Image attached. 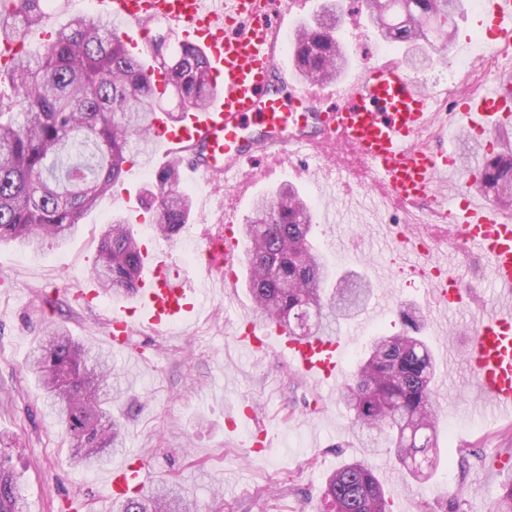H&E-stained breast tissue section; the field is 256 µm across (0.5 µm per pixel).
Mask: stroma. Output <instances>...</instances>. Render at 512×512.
<instances>
[{
    "label": "stroma",
    "mask_w": 512,
    "mask_h": 512,
    "mask_svg": "<svg viewBox=\"0 0 512 512\" xmlns=\"http://www.w3.org/2000/svg\"><path fill=\"white\" fill-rule=\"evenodd\" d=\"M347 74L367 60L403 57L404 50L377 38L363 0H347L341 18ZM343 178H324L325 161ZM300 188L312 207L335 218L324 254L336 272L355 270L373 285L374 299H388L390 310L373 326L375 334L402 329L399 312L415 308L421 334L433 349L435 388L441 407L454 406L461 418L439 424L440 465L427 482L411 479L385 448L365 453L366 438L338 394L319 399L313 384L293 374L276 352L241 356L235 346L236 322L251 312L246 287L224 290L212 280L211 293L188 333L158 336L136 326L128 356H149L140 378L129 380L127 356H113L124 398L112 412L124 425V449L137 453L154 481L182 487L199 512H321L327 477L350 459L367 456L385 484L390 512H488L502 487L512 481V420L498 417L472 396V377L464 361L473 317L493 312L497 291L483 260L463 268L471 308L438 316L430 312L413 277L400 274L396 255L385 248L386 229L412 224V216L393 204L373 214L366 168L352 148L323 146L302 163ZM193 196L211 199L209 210L194 213L196 233L180 231L172 240L157 236L150 224L138 227L144 244L170 245L178 271H185V243L201 247L216 232L225 187L219 181L190 184ZM104 198L82 220L81 233L66 246L42 250L0 246V446L21 476L27 512H95L106 492L109 465L86 471L69 461L70 440L45 407L42 392L25 370L27 356L47 328L64 326L71 336L103 348L112 297L84 307L74 297L77 280L89 276L99 233L112 218ZM372 335H356L347 353L355 363ZM256 407L273 438L265 453L243 444L242 430H228L225 413L236 404Z\"/></svg>",
    "instance_id": "stroma-1"
}]
</instances>
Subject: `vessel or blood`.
I'll use <instances>...</instances> for the list:
<instances>
[{
	"instance_id": "obj_1",
	"label": "vessel or blood",
	"mask_w": 512,
	"mask_h": 512,
	"mask_svg": "<svg viewBox=\"0 0 512 512\" xmlns=\"http://www.w3.org/2000/svg\"><path fill=\"white\" fill-rule=\"evenodd\" d=\"M106 13L125 22L122 38L145 30L155 18L170 20L186 37H194L208 59L210 74L221 95L190 114L180 125L163 117L151 124L152 143L169 161L183 163L195 179L223 177L226 185L245 192L254 176L294 165L318 142L343 143L364 162L381 202L426 206L434 223L458 227L452 242L461 256L482 257L499 293L512 296V215L481 201L473 173L457 169L452 151L430 150L418 143L429 127L444 92L425 86L395 57L367 62L344 83L309 88L291 78L280 65L292 33L288 15L292 0H101ZM478 25L496 45L512 44V0H481ZM454 125L475 141L497 138L512 126V81L494 78L476 94L455 103ZM450 189L439 194L441 177ZM403 273H416L433 289L439 310L466 307L469 296L460 286L456 267L440 258L439 249L425 245L418 232L403 230L392 238ZM145 265L138 290L112 310L105 341L125 353L140 318L156 334L187 329L198 296L211 274L237 287L244 263L240 220L227 217L219 234L199 253L194 275L172 269L169 249L143 252ZM240 350L259 354L275 350L293 371L326 390L346 377L345 335L295 336L273 321L246 320L235 336ZM480 397L503 416L512 415V306L496 309L472 324L465 352ZM145 462L126 454L113 466L107 493L120 500L148 485Z\"/></svg>"
}]
</instances>
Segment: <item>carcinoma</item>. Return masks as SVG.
I'll use <instances>...</instances> for the list:
<instances>
[{"instance_id": "carcinoma-1", "label": "carcinoma", "mask_w": 512, "mask_h": 512, "mask_svg": "<svg viewBox=\"0 0 512 512\" xmlns=\"http://www.w3.org/2000/svg\"><path fill=\"white\" fill-rule=\"evenodd\" d=\"M54 0H13L0 10V51L27 45L43 34ZM381 40L406 46L413 69L434 61L437 46L456 34L462 0H365ZM341 0H322L309 22L297 27L291 47L296 74L312 82L332 81L347 56L336 33ZM166 30L149 39L154 64L147 65L119 36L118 25L94 13L73 16L34 53L23 49L0 66V244L38 249L63 246L81 220L122 182L125 166L151 149V119L181 122L218 93L208 61L187 40ZM159 71L165 89L155 91ZM176 99L178 111L163 107ZM144 208L154 232L167 239L188 223L192 194L181 184L179 164L152 170ZM488 196L512 202V151L485 158L478 173ZM247 287L255 311L288 326L297 336L333 333L341 321L364 309L370 286L355 273L339 277L312 250V212L300 189L285 183L258 197L246 224ZM142 266L141 243L125 213L112 215L102 232L92 271L102 290L117 298L134 289ZM405 330L372 339L340 391L353 425L377 433L409 476L420 480L436 469L437 405L434 366L427 342L411 335L414 310L402 313ZM46 406L73 441V462L93 469L106 448L121 444L112 420V359L75 344L58 327L28 356ZM324 498L336 512H389L383 483L364 459H352L326 482ZM0 512H26L19 478L0 458ZM119 512H194L174 487L122 502ZM491 512H512V482Z\"/></svg>"}]
</instances>
